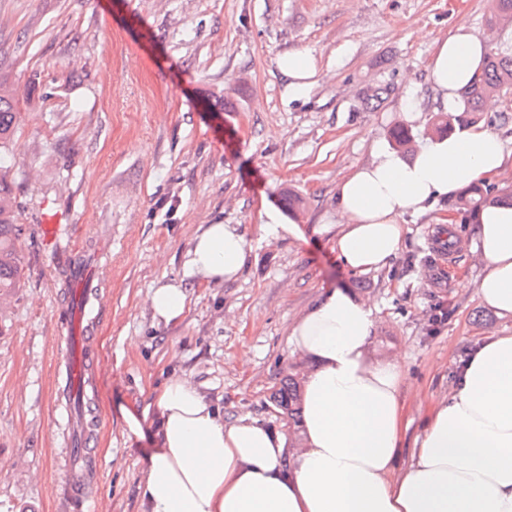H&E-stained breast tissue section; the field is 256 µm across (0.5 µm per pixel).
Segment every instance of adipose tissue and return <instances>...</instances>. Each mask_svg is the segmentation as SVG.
Returning a JSON list of instances; mask_svg holds the SVG:
<instances>
[{"label":"adipose tissue","mask_w":512,"mask_h":512,"mask_svg":"<svg viewBox=\"0 0 512 512\" xmlns=\"http://www.w3.org/2000/svg\"><path fill=\"white\" fill-rule=\"evenodd\" d=\"M485 52L464 25L439 41L429 73L443 104L470 86ZM278 67L289 97L317 81L310 52L285 54ZM511 162L501 135L481 127L425 140L408 159L374 148L336 185L337 260L354 273L385 268L404 246L406 217L435 211ZM471 223L477 297L512 316V207L485 205ZM250 250L236 225L202 224L187 268L206 284L231 282ZM375 328L374 308L345 288L325 290L295 320L289 347L310 367L294 448L254 419L225 423L188 377L171 374L155 394L159 442L139 486L144 512H512V334L474 351L397 474L405 373L399 356L376 353Z\"/></svg>","instance_id":"ef3b65f1"}]
</instances>
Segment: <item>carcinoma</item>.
Wrapping results in <instances>:
<instances>
[{"instance_id":"carcinoma-1","label":"carcinoma","mask_w":512,"mask_h":512,"mask_svg":"<svg viewBox=\"0 0 512 512\" xmlns=\"http://www.w3.org/2000/svg\"><path fill=\"white\" fill-rule=\"evenodd\" d=\"M489 9L485 17V28L494 31L489 43L486 61L472 84L464 92L462 114L437 124L435 133L441 134L452 128V123L468 126L479 120L481 104L488 98H504L512 94V52L503 49L499 34L505 27L512 26V0H488ZM18 94L11 82L0 77V149L11 137L18 105ZM508 202L512 195L495 193V187L470 186L465 188L452 204L450 210L465 216L487 203ZM20 229L14 222L12 190L6 181L4 167L0 165V314L6 302L20 287L22 264L16 241ZM277 406L287 411L288 418L298 422L299 393L293 379H288L274 392Z\"/></svg>"}]
</instances>
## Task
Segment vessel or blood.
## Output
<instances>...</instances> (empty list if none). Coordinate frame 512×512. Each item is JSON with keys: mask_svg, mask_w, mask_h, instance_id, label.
<instances>
[{"mask_svg": "<svg viewBox=\"0 0 512 512\" xmlns=\"http://www.w3.org/2000/svg\"><path fill=\"white\" fill-rule=\"evenodd\" d=\"M110 245L109 239H98L91 255L68 249L62 262L69 287L52 366L53 408L67 428L62 442L65 452L61 457L65 479L57 488L63 512H105L92 491L97 463L86 451L92 425L86 398L97 354L91 327L98 321L100 313L101 260L109 256Z\"/></svg>", "mask_w": 512, "mask_h": 512, "instance_id": "1", "label": "vessel or blood"}]
</instances>
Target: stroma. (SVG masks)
<instances>
[{
  "label": "stroma",
  "instance_id": "35a3bbf8",
  "mask_svg": "<svg viewBox=\"0 0 512 512\" xmlns=\"http://www.w3.org/2000/svg\"><path fill=\"white\" fill-rule=\"evenodd\" d=\"M486 0H0V73L20 97L5 152L23 280L0 326V512H57L50 430L54 309L65 275L36 234L53 216L112 235L101 290L90 415L95 489L107 512H143L138 487L154 446V395L185 374L225 422L248 416L296 440L273 401L308 363L291 355L294 320L328 288L376 310L374 348L399 354L408 385L396 469L428 406L470 354L512 333L480 304L472 228L439 253L434 215L406 220L390 267L355 274L336 260V183L391 145L397 127L432 135L444 106L429 78L434 43L458 24L485 30ZM311 50L319 77L287 96L280 56ZM297 197L289 205V197ZM296 232L279 239L259 213ZM237 224L251 243L240 277L187 273L199 225ZM468 287H457L459 279ZM161 281L186 293L180 320H155ZM248 350V361L239 353ZM143 416L128 433L124 411Z\"/></svg>",
  "mask_w": 512,
  "mask_h": 512
}]
</instances>
